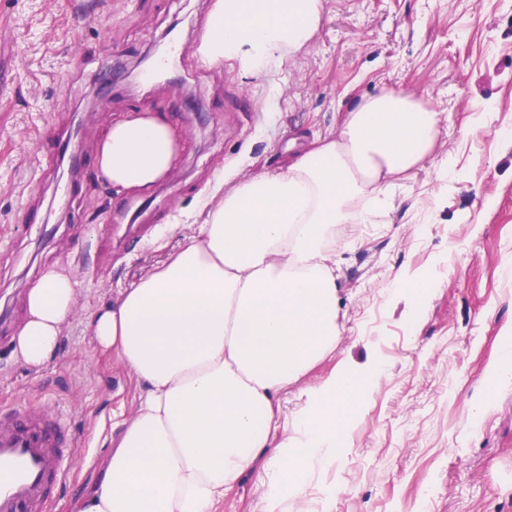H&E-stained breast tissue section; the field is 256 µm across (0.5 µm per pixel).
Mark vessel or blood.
<instances>
[{
  "label": "vessel or blood",
  "instance_id": "vessel-or-blood-1",
  "mask_svg": "<svg viewBox=\"0 0 512 512\" xmlns=\"http://www.w3.org/2000/svg\"><path fill=\"white\" fill-rule=\"evenodd\" d=\"M82 442L42 400L0 407V512H55Z\"/></svg>",
  "mask_w": 512,
  "mask_h": 512
}]
</instances>
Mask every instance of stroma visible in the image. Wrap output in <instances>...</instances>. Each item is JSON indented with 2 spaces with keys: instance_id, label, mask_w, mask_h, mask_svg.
<instances>
[{
  "instance_id": "stroma-1",
  "label": "stroma",
  "mask_w": 512,
  "mask_h": 512,
  "mask_svg": "<svg viewBox=\"0 0 512 512\" xmlns=\"http://www.w3.org/2000/svg\"><path fill=\"white\" fill-rule=\"evenodd\" d=\"M213 3L0 0V55L16 59L0 76V403L40 398L88 431L57 512H74L140 394L85 317L177 246L171 217L204 221L218 175L286 168L383 90L448 121L374 223L336 227L343 332L304 384L370 355L385 375L307 492L336 487L329 512H512V382L488 373L512 324V0H323L310 45L254 71L198 59ZM123 112L163 113L184 135L145 194L113 191L96 168L94 144ZM54 264L75 277L77 306L57 355L32 368L8 339ZM420 276L432 295L414 318L387 288ZM266 483L248 475L216 512H264Z\"/></svg>"
}]
</instances>
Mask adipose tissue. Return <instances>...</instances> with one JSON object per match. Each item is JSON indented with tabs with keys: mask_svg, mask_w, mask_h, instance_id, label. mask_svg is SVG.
Segmentation results:
<instances>
[{
	"mask_svg": "<svg viewBox=\"0 0 512 512\" xmlns=\"http://www.w3.org/2000/svg\"><path fill=\"white\" fill-rule=\"evenodd\" d=\"M322 0H214L197 42L204 63L258 69L314 39ZM445 113L383 91L359 99L336 134L315 138L286 169L225 186L194 233L148 276L92 311L95 344L141 387L112 432L102 474L76 512H214L225 492L267 463L266 512H315L305 488L340 454L339 433L383 369L340 370L308 389L292 433L275 439L280 399L341 334L330 229L366 224L384 188L430 159ZM183 136L154 112H127L96 144L115 190L145 193L175 166ZM77 283L43 273L25 297L13 354L37 368L58 351Z\"/></svg>",
	"mask_w": 512,
	"mask_h": 512,
	"instance_id": "1",
	"label": "adipose tissue"
}]
</instances>
